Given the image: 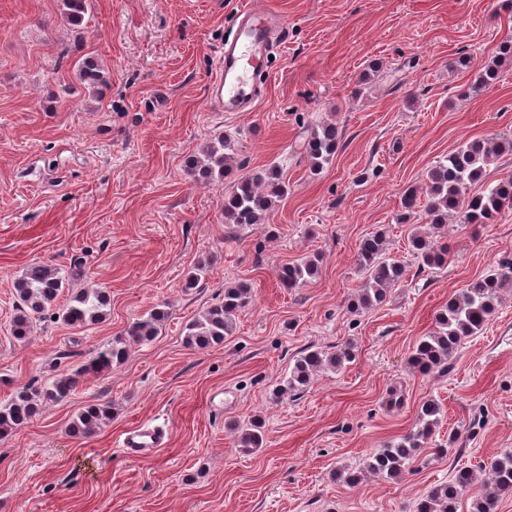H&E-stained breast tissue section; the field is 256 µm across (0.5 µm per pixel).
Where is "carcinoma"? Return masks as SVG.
I'll use <instances>...</instances> for the list:
<instances>
[{
	"instance_id": "obj_1",
	"label": "carcinoma",
	"mask_w": 512,
	"mask_h": 512,
	"mask_svg": "<svg viewBox=\"0 0 512 512\" xmlns=\"http://www.w3.org/2000/svg\"><path fill=\"white\" fill-rule=\"evenodd\" d=\"M65 14L74 27H81L88 11V0H63ZM77 78L85 85L98 88L108 83L95 57L82 60L76 68ZM341 142L336 125L319 124L311 128L303 143V152L313 167L319 168L334 156ZM512 153V139L495 142L473 141L448 154L426 175L425 188L408 189L401 198V217L418 216L430 228L415 232L409 238L411 256L419 270L442 267L448 257V244L441 242V230L453 219L459 224H490L505 209L512 207V174L501 177L479 194H470V185L477 182L486 166L497 156ZM236 148L224 135L209 143L202 154L189 161L188 170L200 181H222L233 173ZM288 195V184L280 170L269 168L254 174H244L232 181L224 195V223L238 227L266 229L267 213ZM385 235L377 232L362 240L358 247V269L361 285L350 302L354 312L369 310L385 301L389 290L398 285L407 273V265L390 254L385 247ZM322 258L311 253L281 267L278 279L288 291L306 286L321 270ZM65 279L59 272L35 264L15 282V291L23 308L14 317L11 331L15 338H26L33 320L53 307L65 290ZM512 286V260L500 264V272L478 277L460 293L448 300V305L435 316V328L423 337L412 351L410 365L420 373H429L445 364L467 338L478 334L496 311L503 289ZM252 299L251 285L239 281L224 287V299L207 308L186 326V341L192 347L205 348L224 342L231 335L237 314ZM109 299L101 288L81 290L69 296L61 309L62 319L72 325L89 326L107 315ZM167 312L151 310L143 319L132 322L125 336L112 341L97 355L75 371L46 387H26L10 399L0 402V437L28 424L46 402H58L71 395L77 379L99 375L122 362L131 346L151 341L158 335ZM355 360L354 346L345 344L333 352L308 350L301 353L276 388V397L303 392L313 377L325 368L339 370ZM110 417V407L96 405L87 408L74 421L73 429L86 436ZM441 405L429 399L422 403L415 426L398 441L377 449L366 461L365 469L386 479H398L410 460L428 447L435 429L441 422ZM265 425L254 418L246 426L234 425L237 448L253 454L264 447ZM474 482L473 472L458 470L448 483L432 490L416 506V512H456L463 495ZM512 494V450L502 453L490 463L481 489L473 495L472 512H495L500 497Z\"/></svg>"
}]
</instances>
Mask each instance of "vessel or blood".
<instances>
[{
    "label": "vessel or blood",
    "mask_w": 512,
    "mask_h": 512,
    "mask_svg": "<svg viewBox=\"0 0 512 512\" xmlns=\"http://www.w3.org/2000/svg\"><path fill=\"white\" fill-rule=\"evenodd\" d=\"M274 21L264 9L246 0L236 24L220 50V65L211 79L207 99L215 112H252L261 100L268 75V53ZM169 433L146 425L126 433L122 454L138 459L163 446Z\"/></svg>",
    "instance_id": "1"
}]
</instances>
